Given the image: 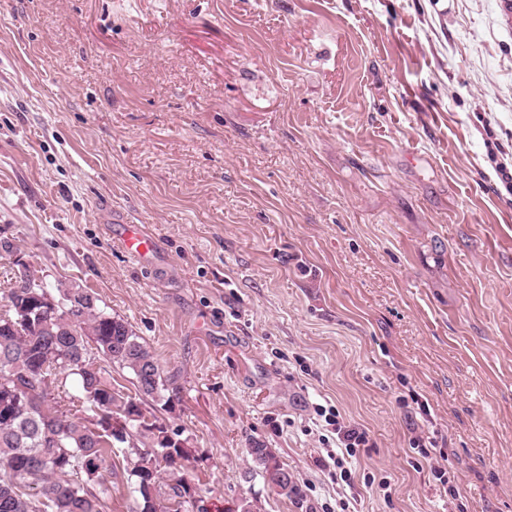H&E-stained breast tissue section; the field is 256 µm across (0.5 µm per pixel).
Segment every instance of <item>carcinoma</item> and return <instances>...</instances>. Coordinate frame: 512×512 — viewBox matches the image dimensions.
<instances>
[{
  "instance_id": "1",
  "label": "carcinoma",
  "mask_w": 512,
  "mask_h": 512,
  "mask_svg": "<svg viewBox=\"0 0 512 512\" xmlns=\"http://www.w3.org/2000/svg\"><path fill=\"white\" fill-rule=\"evenodd\" d=\"M49 295L24 271L8 291V311L0 314V365L10 375L0 381V512H103L118 451L132 464L133 512H194L198 501L172 471L174 458H191L187 440L148 418L136 400L150 397L172 411L179 375L164 374L132 326L102 309L93 292L68 288L53 297V306ZM103 361L132 375L136 396L112 388ZM70 376L76 394L67 397ZM77 402L82 418L72 414ZM115 417L129 421L120 449L103 427ZM248 452L278 495L303 501L297 481L270 449L253 440Z\"/></svg>"
}]
</instances>
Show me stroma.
Segmentation results:
<instances>
[{
	"mask_svg": "<svg viewBox=\"0 0 512 512\" xmlns=\"http://www.w3.org/2000/svg\"><path fill=\"white\" fill-rule=\"evenodd\" d=\"M507 0H0V312L20 269L123 317L207 512H512ZM160 244L142 263L116 234ZM364 428L353 487L316 405ZM248 452L264 481L275 486L278 495L298 505L300 502L303 504V492L300 486L293 475L276 460L270 448H266L260 441L252 440Z\"/></svg>",
	"mask_w": 512,
	"mask_h": 512,
	"instance_id": "35a3bbf8",
	"label": "stroma"
}]
</instances>
